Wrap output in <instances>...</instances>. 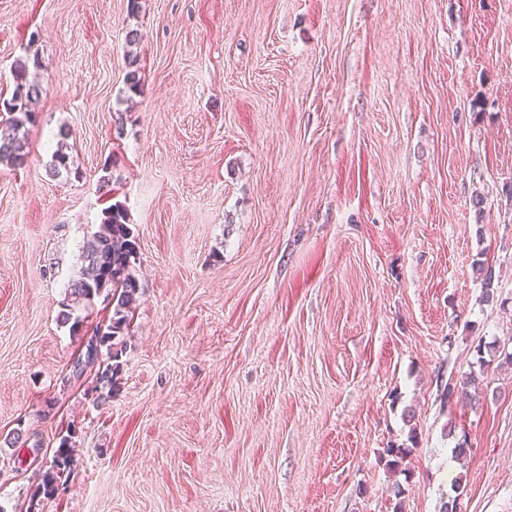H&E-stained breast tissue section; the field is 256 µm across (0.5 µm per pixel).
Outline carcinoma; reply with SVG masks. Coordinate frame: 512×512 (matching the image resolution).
<instances>
[{
	"label": "carcinoma",
	"mask_w": 512,
	"mask_h": 512,
	"mask_svg": "<svg viewBox=\"0 0 512 512\" xmlns=\"http://www.w3.org/2000/svg\"><path fill=\"white\" fill-rule=\"evenodd\" d=\"M12 72L14 88L11 98L0 103L6 112L0 118V163L6 162L21 168L28 158L26 125L35 120L31 104L42 96L43 88L36 79L29 78V58L16 59ZM124 82L132 93L136 94L142 89V74L134 55L127 58ZM67 136V130L60 129L52 164L56 176L69 171ZM137 249V237L127 222L125 208L119 203L111 204L102 210L98 229L84 241L80 255L81 267L67 283L61 311V321L64 323H79L75 312L92 306L99 297L107 299L112 305L106 330L98 328L94 331L99 347L107 350L108 363L97 367L96 372V382L102 388L112 387L114 374L119 369V365L115 364L119 358V347L125 343V335L136 309L140 293L135 269ZM475 266L484 288L482 299L488 303L494 298L495 268L484 261L475 263ZM474 382L475 378L470 373L448 378V384L443 390L444 399L449 403L454 398L459 400L469 397L468 389ZM415 439V430L412 429L407 442L387 444L383 450V459L388 470L407 472L405 462L412 452L409 444ZM71 447V436H61L51 468L46 472L36 495L42 494L47 498L55 495L63 475L71 470Z\"/></svg>",
	"instance_id": "cac0c4a2"
}]
</instances>
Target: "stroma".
Returning <instances> with one entry per match:
<instances>
[{"mask_svg": "<svg viewBox=\"0 0 512 512\" xmlns=\"http://www.w3.org/2000/svg\"><path fill=\"white\" fill-rule=\"evenodd\" d=\"M139 3L0 0V95L20 56L44 87L0 163V512H437L457 481L512 512V364L440 396L478 343L512 352V0ZM115 202L141 289L107 391L67 377L109 305L59 314ZM475 378L472 373L461 374L457 378L450 377L448 384L444 386L443 397L447 403H450L453 398L458 401L459 399L469 398L470 393L468 389L474 384ZM71 436H61L58 449L53 456L51 468L46 472L42 486L38 487L36 496L53 497L59 488V483L65 473H70L71 457ZM411 452L412 448H410L407 443L402 442L396 444V442H390L387 444V448H384L383 457L381 456V459H385V465L388 470L392 472L399 471L406 474L408 473V469L405 467V462Z\"/></svg>", "mask_w": 512, "mask_h": 512, "instance_id": "stroma-1", "label": "stroma"}]
</instances>
